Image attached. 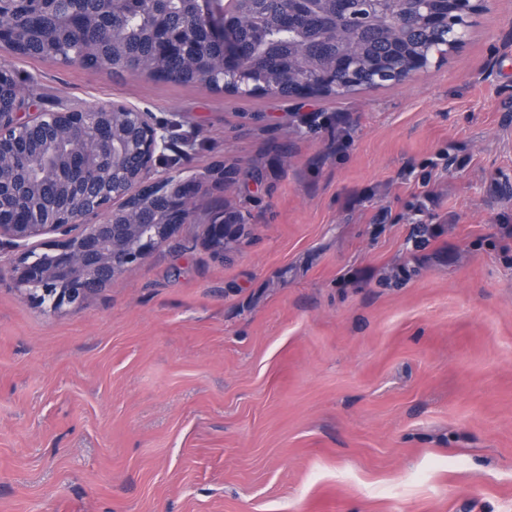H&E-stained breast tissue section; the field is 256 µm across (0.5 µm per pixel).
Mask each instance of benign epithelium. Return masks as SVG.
Instances as JSON below:
<instances>
[{"mask_svg":"<svg viewBox=\"0 0 512 512\" xmlns=\"http://www.w3.org/2000/svg\"><path fill=\"white\" fill-rule=\"evenodd\" d=\"M17 0H0V44L17 39L3 22ZM209 38L224 44L223 69L251 81L228 30L237 0H196ZM169 142L150 113L135 106L83 104L54 112H32L27 89L12 68L0 61V238L21 247L38 236L60 233L43 257L21 253L10 267L12 278L29 296L51 307L78 305L140 263L174 225L189 220L201 178L183 179L156 170ZM75 160L92 180L70 187L66 205L43 213L31 209L35 187L64 162ZM105 214L99 224L89 215ZM245 231L214 217L208 238L219 251Z\"/></svg>","mask_w":512,"mask_h":512,"instance_id":"1","label":"benign epithelium"}]
</instances>
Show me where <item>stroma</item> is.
Listing matches in <instances>:
<instances>
[{"label": "stroma", "instance_id": "obj_1", "mask_svg": "<svg viewBox=\"0 0 512 512\" xmlns=\"http://www.w3.org/2000/svg\"><path fill=\"white\" fill-rule=\"evenodd\" d=\"M469 21L339 101L0 47L33 111L136 105L161 170L206 176L80 306L29 298L0 246V512H512V0ZM222 211L246 229L218 254Z\"/></svg>", "mask_w": 512, "mask_h": 512}]
</instances>
